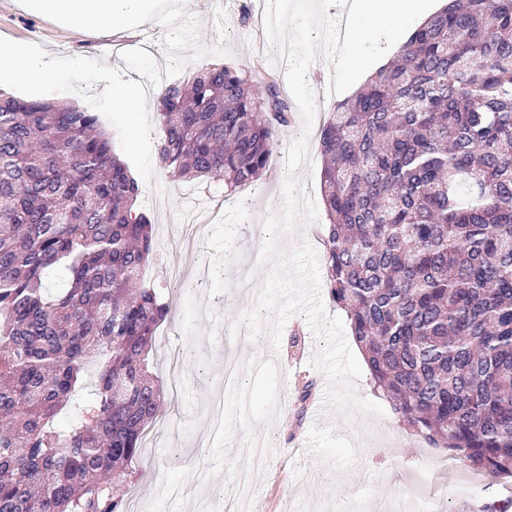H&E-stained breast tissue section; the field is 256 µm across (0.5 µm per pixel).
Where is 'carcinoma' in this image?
I'll list each match as a JSON object with an SVG mask.
<instances>
[{"label":"carcinoma","instance_id":"carcinoma-1","mask_svg":"<svg viewBox=\"0 0 512 512\" xmlns=\"http://www.w3.org/2000/svg\"><path fill=\"white\" fill-rule=\"evenodd\" d=\"M156 108L172 177L230 195L291 122L274 75L229 64L163 85ZM318 149L326 288L371 381L429 445L512 478V0H446L334 106ZM138 195L94 113L0 93V512H122L169 311L140 282ZM474 512H512V495Z\"/></svg>","mask_w":512,"mask_h":512}]
</instances>
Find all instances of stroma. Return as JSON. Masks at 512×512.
<instances>
[{"label": "stroma", "mask_w": 512, "mask_h": 512, "mask_svg": "<svg viewBox=\"0 0 512 512\" xmlns=\"http://www.w3.org/2000/svg\"><path fill=\"white\" fill-rule=\"evenodd\" d=\"M241 0H155L151 15L109 35L84 34L34 9L30 0H0V40L48 53L79 88L76 104L97 115L116 154L140 188L137 204L154 224V255L143 276L160 287L170 313L149 352L164 401L139 454L123 477L143 512H226L246 463L242 440L265 445L238 512H460L512 487L476 474L430 447L373 387L369 373L350 392L380 413L324 403L327 375L312 361L322 340L302 315L286 322L279 345L269 336L241 339L236 325L253 308L270 266L258 261L263 223L284 208L289 176L283 150L302 128L294 114L258 185L225 196L222 183L175 181L162 165L158 88L188 79L206 65L233 63L269 72L273 48L240 19ZM82 55L81 71L66 68ZM112 86L141 98V111L108 103L99 70ZM220 208L222 219L194 242L184 241L187 212ZM313 384L299 407L297 388Z\"/></svg>", "instance_id": "obj_1"}]
</instances>
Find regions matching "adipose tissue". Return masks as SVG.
<instances>
[{
    "label": "adipose tissue",
    "mask_w": 512,
    "mask_h": 512,
    "mask_svg": "<svg viewBox=\"0 0 512 512\" xmlns=\"http://www.w3.org/2000/svg\"><path fill=\"white\" fill-rule=\"evenodd\" d=\"M35 3L44 14L64 20L74 30L108 34L141 14L147 0H35ZM83 66V59L75 56L66 68L78 71ZM63 69L48 56L16 44L0 54V85L25 84L55 90L62 86Z\"/></svg>",
    "instance_id": "obj_1"
}]
</instances>
